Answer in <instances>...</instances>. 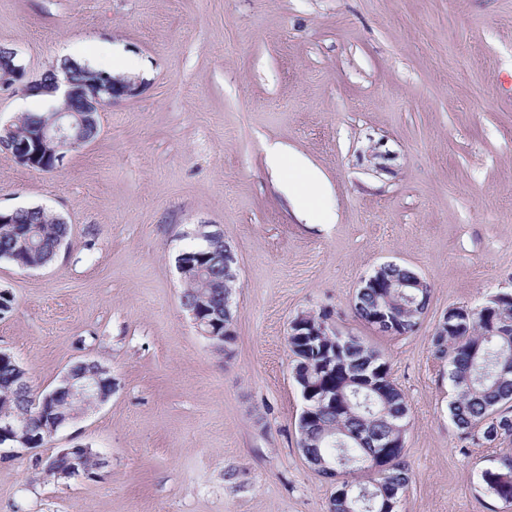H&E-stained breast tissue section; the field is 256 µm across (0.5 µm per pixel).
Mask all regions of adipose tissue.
<instances>
[{
  "mask_svg": "<svg viewBox=\"0 0 512 512\" xmlns=\"http://www.w3.org/2000/svg\"><path fill=\"white\" fill-rule=\"evenodd\" d=\"M268 164L302 220L309 224L333 223L334 215L323 203L324 178L305 158L297 154L285 156L280 147L274 146L269 151Z\"/></svg>",
  "mask_w": 512,
  "mask_h": 512,
  "instance_id": "adipose-tissue-1",
  "label": "adipose tissue"
}]
</instances>
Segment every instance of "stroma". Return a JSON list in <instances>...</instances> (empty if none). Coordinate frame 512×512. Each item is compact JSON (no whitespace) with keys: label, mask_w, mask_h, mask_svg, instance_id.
Instances as JSON below:
<instances>
[{"label":"stroma","mask_w":512,"mask_h":512,"mask_svg":"<svg viewBox=\"0 0 512 512\" xmlns=\"http://www.w3.org/2000/svg\"><path fill=\"white\" fill-rule=\"evenodd\" d=\"M123 46L135 97L46 173L0 152V209L71 226L56 261L0 260V351L35 391L84 359L111 398L39 448L0 459V512H328L335 490L299 449L304 407L287 338L327 312L387 359L408 404L401 512H512L486 493L493 449L449 414L431 342L453 305L512 289V0H0V45L28 75ZM326 177L336 220L299 218L273 144ZM213 224L239 261L230 354L181 306L177 256ZM94 248H86L87 239ZM394 263L432 297L417 331L358 319L360 279ZM87 446L93 474L41 459Z\"/></svg>","instance_id":"1"}]
</instances>
